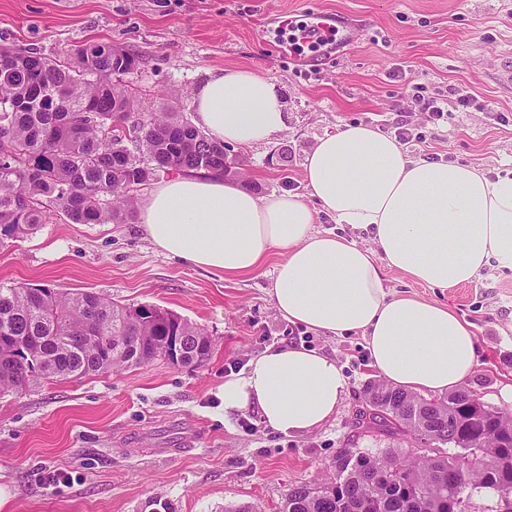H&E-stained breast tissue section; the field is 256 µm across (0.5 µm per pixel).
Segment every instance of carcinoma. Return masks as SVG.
Masks as SVG:
<instances>
[{
  "label": "carcinoma",
  "instance_id": "cac0c4a2",
  "mask_svg": "<svg viewBox=\"0 0 512 512\" xmlns=\"http://www.w3.org/2000/svg\"><path fill=\"white\" fill-rule=\"evenodd\" d=\"M139 55L110 43L48 56L0 44V235L22 238L46 223L51 209L75 224H129L137 216L133 191L160 171L207 170L243 176L228 156L182 113L141 111L120 77ZM147 156L142 161L127 143ZM28 283H0V391H23L41 380L136 368L159 358L163 339H182L184 367L209 359L204 328L154 305H121L92 292L44 287L37 302ZM106 336L109 346L75 341ZM356 427L429 436L453 452L414 459L352 451L336 456V474L288 490L279 512H452L458 474L477 488L512 496V412L495 408L481 423L484 403L468 389L428 399L369 382Z\"/></svg>",
  "mask_w": 512,
  "mask_h": 512
}]
</instances>
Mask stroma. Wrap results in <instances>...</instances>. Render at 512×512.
<instances>
[{"instance_id":"stroma-1","label":"stroma","mask_w":512,"mask_h":512,"mask_svg":"<svg viewBox=\"0 0 512 512\" xmlns=\"http://www.w3.org/2000/svg\"><path fill=\"white\" fill-rule=\"evenodd\" d=\"M305 7L342 15L352 43L332 62H298L261 33L265 16ZM0 39L44 54L109 42L136 53L122 82L144 100L197 116L192 95L212 74L254 68L273 82L288 115L269 143L233 147L244 185L260 196L304 193L303 164L324 135L363 123L391 134L405 114L423 139L413 158L512 169V86L496 69L512 50V0H0ZM424 98L451 110L429 122ZM475 101L455 105L457 90ZM225 276L159 250L141 221L75 224L64 214L22 238L0 236V282L95 292L130 305H156L203 327L214 348L203 366L157 360L136 369L44 382L0 393V512H142L152 498L176 512H224L248 504L277 512L288 489L324 482L340 450L411 456L413 438L365 432L355 418L365 385L378 377L362 335L332 336L288 322L268 288L280 261ZM384 286L447 304L470 322L481 365L468 388L512 410V271L486 268L448 290L385 270ZM307 346L342 366L347 392L335 417L303 435L265 429L255 412L225 416L220 388L234 363L271 347Z\"/></svg>"}]
</instances>
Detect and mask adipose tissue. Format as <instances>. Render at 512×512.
Instances as JSON below:
<instances>
[{"label":"adipose tissue","instance_id":"ef3b65f1","mask_svg":"<svg viewBox=\"0 0 512 512\" xmlns=\"http://www.w3.org/2000/svg\"><path fill=\"white\" fill-rule=\"evenodd\" d=\"M193 105L221 143L260 144L287 126L274 84L248 68L213 75ZM305 182L307 195L261 197L218 173L181 175L154 185L141 221L158 249L228 276L278 250L269 294L289 322L361 334L391 388L443 396L465 387L480 366L472 324L440 302L387 292L383 275L445 291L492 264L512 270V170L492 178L472 164L418 160L396 138L349 124L317 142ZM322 212L366 232L371 246L316 231ZM346 387L332 357L271 348L225 380L224 413L254 409L266 429L305 434L333 418Z\"/></svg>","mask_w":512,"mask_h":512}]
</instances>
